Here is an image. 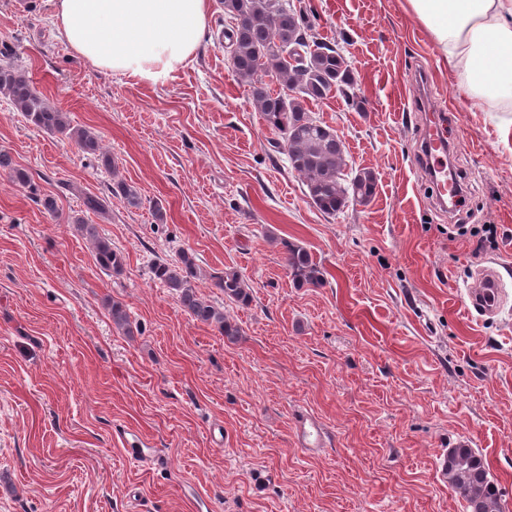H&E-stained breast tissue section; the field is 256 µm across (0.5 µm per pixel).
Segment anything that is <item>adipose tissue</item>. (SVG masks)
<instances>
[{
	"label": "adipose tissue",
	"instance_id": "obj_1",
	"mask_svg": "<svg viewBox=\"0 0 512 512\" xmlns=\"http://www.w3.org/2000/svg\"><path fill=\"white\" fill-rule=\"evenodd\" d=\"M468 95L512 104V0H407ZM209 0H55L56 26L97 69L164 85L205 36Z\"/></svg>",
	"mask_w": 512,
	"mask_h": 512
}]
</instances>
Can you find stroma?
<instances>
[{
	"label": "stroma",
	"mask_w": 512,
	"mask_h": 512,
	"mask_svg": "<svg viewBox=\"0 0 512 512\" xmlns=\"http://www.w3.org/2000/svg\"><path fill=\"white\" fill-rule=\"evenodd\" d=\"M301 3L318 40L350 61L360 99L309 109L336 128L350 166L377 177L369 203L333 216L311 203L229 65L221 0L193 60L163 86L75 58L54 0H0V52L72 124L98 131L142 200L127 206L98 159L0 95V150L32 182L0 171V512H190L192 498L201 512H466L439 471L460 439L512 512V112L460 88L405 0ZM423 86L450 116L467 187L452 211L421 156ZM87 194L107 199L108 217L86 210ZM74 216L124 253L122 275L98 266ZM491 224L496 245L477 251ZM288 243L307 250L322 285L293 280ZM181 249L237 340L153 279L152 262ZM487 267L505 298L480 316L466 288ZM230 270L249 304L213 287ZM112 300L134 335L113 325ZM301 414L327 447H300ZM133 440L151 450L143 462Z\"/></svg>",
	"instance_id": "1"
}]
</instances>
